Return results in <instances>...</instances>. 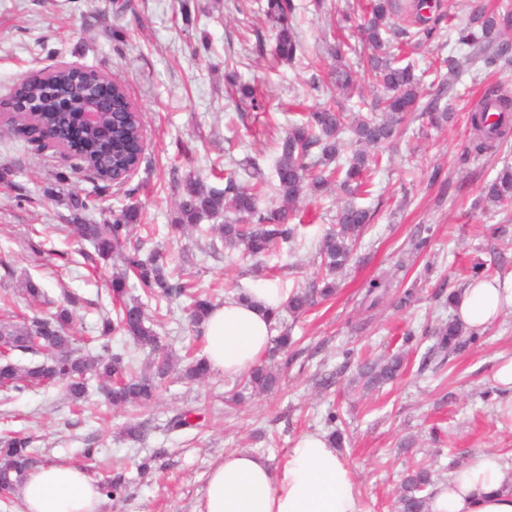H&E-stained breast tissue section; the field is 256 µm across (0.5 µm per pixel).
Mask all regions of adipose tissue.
Wrapping results in <instances>:
<instances>
[{"mask_svg":"<svg viewBox=\"0 0 512 512\" xmlns=\"http://www.w3.org/2000/svg\"><path fill=\"white\" fill-rule=\"evenodd\" d=\"M284 298L278 289L255 291L252 301L226 297L202 325L205 360L211 371L244 374L270 346L272 310ZM456 320L467 332H483L512 307V280L471 282L454 301ZM19 497L23 512H100L101 494L86 470L51 464L31 470ZM194 512H363L346 458L326 434L306 432L284 459L228 450L211 467ZM429 512H512V469L492 452L476 455L449 473L431 493Z\"/></svg>","mask_w":512,"mask_h":512,"instance_id":"adipose-tissue-1","label":"adipose tissue"}]
</instances>
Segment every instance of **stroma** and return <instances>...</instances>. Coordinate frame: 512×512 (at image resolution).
Here are the masks:
<instances>
[{
	"label": "stroma",
	"mask_w": 512,
	"mask_h": 512,
	"mask_svg": "<svg viewBox=\"0 0 512 512\" xmlns=\"http://www.w3.org/2000/svg\"><path fill=\"white\" fill-rule=\"evenodd\" d=\"M359 3L323 0L317 10L313 0H294L302 52L300 61L288 63L274 58L270 25L255 0H0V99L30 70L74 63L125 83L143 112L145 133L144 158L118 190L95 189L89 172L53 151L0 137V257L12 266L0 270V297L17 300L29 277L52 296L73 293L80 334L97 323L112 266L75 262L77 245L61 229L74 193L94 199L100 224L111 223L113 207L137 206V233L147 248L159 246L183 260L185 275L216 304L229 288L249 293L271 286L286 295L311 286L324 273L317 243L335 223V192L301 200L294 240L251 258L218 244L215 227L223 216L203 219L190 232L174 231L172 176L191 175L220 190L224 181L211 165H254L265 192H272L277 139L289 119L324 104L308 84L330 70L326 46L336 36L357 42L356 31H338L337 19ZM260 42L265 51H257ZM228 71L254 86L261 108L230 99ZM490 88L512 95V62L471 69L453 82L447 127L415 119L396 145L380 151L369 170L370 192L354 197L373 219L355 261L337 278L335 296L302 316H284L296 343L272 362L278 390L249 393L233 405L241 377L216 372L199 383L169 379L153 404L115 409L94 380L80 407L58 387L0 400V433L32 434L41 465L76 464L96 480L108 470L123 473L129 481L124 498L105 499L102 512H193L225 450H251L279 463L297 436L323 431L331 406L347 430L342 453L365 512H395L401 475L414 462L428 465L437 482L486 451L512 465V420L499 413L507 394L493 381L499 354L512 351V308L479 341L422 361L433 343L428 329L453 317L447 297L464 288L473 266L512 277V210L483 199L485 186L512 165V143L476 152L468 121ZM58 172L64 182H56ZM421 238L427 245L419 252L413 243ZM374 278L387 283L375 302L365 295ZM408 290L414 296L406 302ZM148 314L184 357L192 335L184 303L152 299ZM408 331L414 340L407 344ZM348 347L365 360L402 357L401 379L364 390L355 363L342 356ZM188 408L201 409L198 427L168 430V421ZM130 422L141 424V440L125 436ZM87 447L98 448L95 461L84 457ZM146 461L151 468L144 472Z\"/></svg>",
	"instance_id": "35a3bbf8"
}]
</instances>
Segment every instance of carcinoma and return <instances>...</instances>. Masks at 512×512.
<instances>
[{
  "instance_id": "cac0c4a2",
  "label": "carcinoma",
  "mask_w": 512,
  "mask_h": 512,
  "mask_svg": "<svg viewBox=\"0 0 512 512\" xmlns=\"http://www.w3.org/2000/svg\"><path fill=\"white\" fill-rule=\"evenodd\" d=\"M293 0H266L264 15L274 30L273 54L281 60L292 61L301 50V42L294 24ZM362 15L356 24L360 35L354 47L342 39L329 46L327 54L335 60L329 80L315 78L310 87L316 92L332 96V102L305 115L301 121L288 125L280 138V153L276 160L278 206L269 210L258 208L260 184L243 186L234 174L226 172L224 190L206 188L190 176L172 180L183 185L177 201L178 228H195L208 216L224 213V223L218 225L224 246L240 249L251 256L265 254L279 241L294 238L296 226L288 223L297 204L307 196L323 194L334 185L355 194L368 186L367 149H383L398 140L410 117L417 112L425 114L430 124L440 128L451 119V113L441 105L450 89L448 80L440 77L426 89L414 68L401 64L402 46L415 41L420 46L440 32L446 14L441 5L430 0H367L361 7ZM407 22L398 26L395 19ZM417 27L410 36L409 27ZM512 28V9L504 12L478 10L461 21L454 29L456 41L471 48V53L458 58L447 56L440 67L453 76L482 64L485 68L502 60L512 59V39L506 31ZM357 56L358 65L369 74L370 86L377 91L375 107L379 113H359L347 119L342 112L341 97L362 92L357 71L347 60L348 52ZM75 71L60 63L49 71L47 81L19 82L12 92L13 99L30 97L39 102L38 122L53 124L59 112L53 99L45 94L47 83L70 85ZM118 121L111 124L107 116L105 137L91 135L78 143L75 160L87 166L92 174L109 173L116 168L141 161L140 129L143 113L131 105L126 86L118 82L112 95ZM469 122L474 130V149L484 152L506 143L512 128V98L499 90L487 91L470 110ZM350 132L351 156L341 159V135ZM486 197L494 204L512 205V166L506 165L485 187ZM72 223L65 231L76 240H86L94 246L99 259H117L120 268L112 272L106 291L113 311L100 316L97 335H74L75 298L65 294L61 299L51 297L33 281H25L21 288L27 306L33 315H18L9 308H0V391L23 393L37 388L60 385L68 400L76 405L84 401L88 380L92 377L110 387L108 401L114 408L136 404L147 406L157 397L163 382L173 373L196 381L209 373L202 359L181 363L169 345L163 343L158 332L149 325L142 301L129 295L128 280L133 276L143 293L150 298L172 302L181 296L193 299L192 318L202 323L212 307V301L193 291V284L183 280V274L166 269V256L155 250L142 256V244L133 240L140 213L128 205L112 211V223L92 224L87 215L93 205L87 198L70 197ZM371 221L368 210L353 202H346L336 215V229L326 233L320 242V257L326 267L322 286L296 291L289 296L286 307L300 315L314 303L318 294L328 297L337 288L336 274L350 266L353 249L362 239ZM465 330L450 319L435 328L436 342L424 354L427 364L435 353H451L463 348ZM120 336L124 343L148 352L146 362L134 366L131 352L113 349L112 339ZM30 356L28 363L22 358ZM403 369V360L391 357L383 361L364 362L358 376L367 389L378 388L396 379ZM280 378L270 366L259 363L247 373L246 388L258 393H269L279 385ZM201 417L200 410H186L168 423V430L194 426L192 418ZM336 411L329 410L324 417L330 429L329 439L341 443ZM36 449L34 438L20 432L0 437V501L6 505L15 502L18 488L32 469ZM431 485L429 471L421 466L407 470L403 478L398 507L400 512H427ZM125 481L115 474L101 483V491L114 500L121 498Z\"/></svg>"
}]
</instances>
